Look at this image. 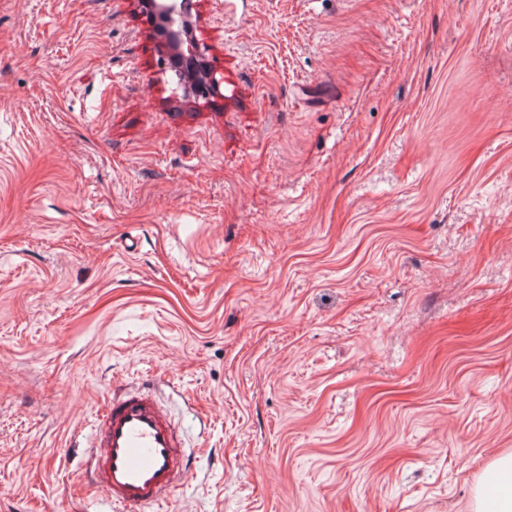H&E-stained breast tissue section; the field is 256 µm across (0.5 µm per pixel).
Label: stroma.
<instances>
[{
    "instance_id": "35a3bbf8",
    "label": "stroma",
    "mask_w": 512,
    "mask_h": 512,
    "mask_svg": "<svg viewBox=\"0 0 512 512\" xmlns=\"http://www.w3.org/2000/svg\"><path fill=\"white\" fill-rule=\"evenodd\" d=\"M0 0V512H111L113 384L190 467L151 512H471L512 453V0ZM189 3H191L192 9L191 0H148L145 2L158 30L162 27L166 33L161 34L160 41L161 65L164 68L174 53H178L181 59V68L184 70H195L197 60L204 59L205 47L203 44L196 40L192 41V39H189L188 42H180L172 30L178 17L185 21H191L190 16L185 14ZM178 76L180 79L178 88L181 91V98L185 101L208 99L212 94H218L220 85L223 83V76L217 78L216 72L212 69L206 72L200 83L187 75L179 74Z\"/></svg>"
}]
</instances>
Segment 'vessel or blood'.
<instances>
[{
	"instance_id": "obj_1",
	"label": "vessel or blood",
	"mask_w": 512,
	"mask_h": 512,
	"mask_svg": "<svg viewBox=\"0 0 512 512\" xmlns=\"http://www.w3.org/2000/svg\"><path fill=\"white\" fill-rule=\"evenodd\" d=\"M93 431L101 453L90 461L91 482L107 492L119 512H142L179 487L186 469L181 442L150 392L105 397Z\"/></svg>"
}]
</instances>
